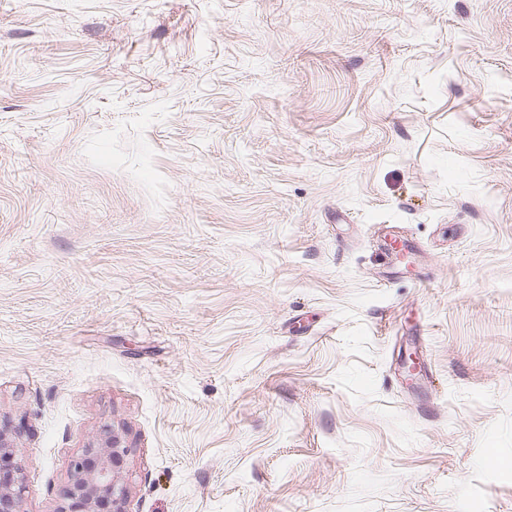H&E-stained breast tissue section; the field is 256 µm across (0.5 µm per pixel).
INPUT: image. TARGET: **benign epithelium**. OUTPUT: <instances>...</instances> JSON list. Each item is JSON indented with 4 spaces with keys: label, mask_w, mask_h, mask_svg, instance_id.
Returning <instances> with one entry per match:
<instances>
[{
    "label": "benign epithelium",
    "mask_w": 512,
    "mask_h": 512,
    "mask_svg": "<svg viewBox=\"0 0 512 512\" xmlns=\"http://www.w3.org/2000/svg\"><path fill=\"white\" fill-rule=\"evenodd\" d=\"M128 452L118 433L108 432L98 447L86 448L75 457L71 464L69 503L61 512H101L104 505L109 512H126L128 489L113 465ZM8 464L6 478L0 481V512H23L20 491L14 488V474L21 466L11 460Z\"/></svg>",
    "instance_id": "1"
}]
</instances>
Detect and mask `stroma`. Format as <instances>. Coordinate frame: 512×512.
Wrapping results in <instances>:
<instances>
[{"label": "stroma", "instance_id": "stroma-1", "mask_svg": "<svg viewBox=\"0 0 512 512\" xmlns=\"http://www.w3.org/2000/svg\"><path fill=\"white\" fill-rule=\"evenodd\" d=\"M108 427L127 512H512V0H0L24 512Z\"/></svg>", "mask_w": 512, "mask_h": 512}]
</instances>
